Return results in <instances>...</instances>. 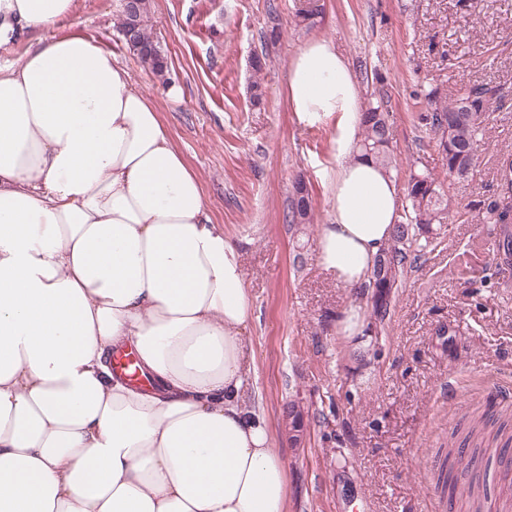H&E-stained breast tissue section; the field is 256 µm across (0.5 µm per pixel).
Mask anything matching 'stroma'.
Returning a JSON list of instances; mask_svg holds the SVG:
<instances>
[{
    "label": "stroma",
    "mask_w": 512,
    "mask_h": 512,
    "mask_svg": "<svg viewBox=\"0 0 512 512\" xmlns=\"http://www.w3.org/2000/svg\"><path fill=\"white\" fill-rule=\"evenodd\" d=\"M312 27L296 25L294 0H150L148 23L167 54L165 83L119 31L120 0H77L43 38L80 34L111 51L155 106L202 185L212 223L240 249L255 319L252 396L288 471V512H464L435 487L436 449L512 416V267L498 230L479 221L498 193V165L512 154V0H321ZM278 40H270L271 28ZM334 43L349 61L359 102L382 99L392 125V171L441 174L424 96L461 82L498 89L482 125L475 167L449 180V218L404 271L379 333L345 336L350 307L369 296L337 284L314 242L331 223L340 155L339 113L308 124L288 108V66L309 39ZM266 65L254 73L251 59ZM260 82L261 102L251 98ZM314 222L288 223L296 178ZM303 413L289 442L287 409Z\"/></svg>",
    "instance_id": "stroma-1"
}]
</instances>
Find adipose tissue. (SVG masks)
<instances>
[{
	"label": "adipose tissue",
	"instance_id": "adipose-tissue-1",
	"mask_svg": "<svg viewBox=\"0 0 512 512\" xmlns=\"http://www.w3.org/2000/svg\"><path fill=\"white\" fill-rule=\"evenodd\" d=\"M76 0H0V51ZM301 120H357L325 39L288 69ZM317 259L363 286L400 220L393 174L348 157ZM253 316L241 254L155 106L110 51L32 42L0 68V512H288V472L247 404ZM133 347L155 382L115 377Z\"/></svg>",
	"mask_w": 512,
	"mask_h": 512
}]
</instances>
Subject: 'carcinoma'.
Wrapping results in <instances>:
<instances>
[{"label": "carcinoma", "instance_id": "carcinoma-1", "mask_svg": "<svg viewBox=\"0 0 512 512\" xmlns=\"http://www.w3.org/2000/svg\"><path fill=\"white\" fill-rule=\"evenodd\" d=\"M149 0H136L129 6L122 4L120 29L133 33L132 40L126 41L136 54L156 75H164L167 58L160 42L148 28ZM321 14L319 0H298L295 17L298 22L311 24ZM497 89L488 83H462L460 89L448 100L443 99L438 89L425 94V113L421 120L435 136V147L441 156L442 166L450 179H461L470 174L474 167L475 146L486 112ZM391 126L388 113L379 102L365 103L359 117L355 148L359 156L371 158L385 167L391 166ZM500 191L496 199L483 205L480 220L484 224H495L501 228L512 224V158L507 157L498 170ZM408 207L402 220L395 224L390 245L378 256L367 283L360 292L371 293V322L368 327L381 325L389 316V295L398 287L413 246L424 242L428 245L436 239L437 226L448 221V198L445 183L429 171L413 172L406 185ZM312 221V207L304 181L294 185V197L288 213L291 225L309 224ZM288 426L291 439L299 440L302 433V413L295 405L288 406ZM506 449L493 448L478 451L472 448L466 452L454 448L446 451L436 484L450 494L457 493L455 463L451 458L459 456L466 466L476 467L490 464L496 454H505ZM464 494L469 498V512H498L495 499L487 489L478 484L467 487Z\"/></svg>", "mask_w": 512, "mask_h": 512}]
</instances>
